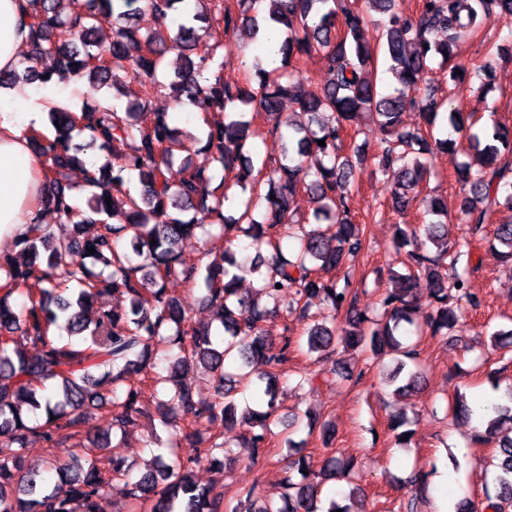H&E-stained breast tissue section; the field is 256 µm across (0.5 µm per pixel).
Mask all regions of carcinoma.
<instances>
[{"label":"carcinoma","instance_id":"cac0c4a2","mask_svg":"<svg viewBox=\"0 0 512 512\" xmlns=\"http://www.w3.org/2000/svg\"><path fill=\"white\" fill-rule=\"evenodd\" d=\"M64 2L29 0L35 52L24 60L25 80L85 77L100 88H113L112 57L130 61L142 94L122 110L54 108L49 117L55 138L36 130L30 135L43 158L48 200L65 233L55 234L50 224H32L16 241L17 255H0V274L6 277L0 285V512H97L112 477L129 476L133 465L109 442L93 441L64 463L49 455L46 465L61 473L49 488L39 471L23 470L29 441L37 436L50 448L58 445L60 432L77 428L84 408L96 401L112 407L114 423L126 435L145 413L132 375L153 368L159 351L169 359L168 373L155 378V400L164 408L160 422L170 428L179 418L187 430L173 433L167 452L152 454L154 469L130 483V499L151 502L150 512H364L342 508L333 498L326 504L320 500V487L331 480L347 481L350 497L363 496L353 483L352 458L326 455L317 466L306 455L288 458L282 479L288 493L280 503L258 501L253 487L228 497L222 488L198 484L191 473L201 463L222 472L230 458L253 462L267 445L269 420L279 408L277 378L288 373L291 361L290 339L276 348L262 334L271 316L313 319L308 352L323 368L299 385L312 390L317 381L342 375L334 359L341 345L376 356L389 351L396 360L395 391L411 394L420 385L421 352L419 340L401 334L402 324L413 325L424 305L426 334L443 338L458 323L462 308L482 305L483 293L473 283L471 236L487 233L500 246L502 259L512 263V223L486 231L492 207L512 210L507 175L512 126L495 122L488 131L472 132L474 116L448 106L425 87L424 78L431 61L451 59L457 33L478 29L494 16L512 18V0H421L415 18L400 12L397 0H364L365 8L346 0H84L81 10L70 13ZM177 4L184 8L175 38L185 55L170 80L165 34L156 28L142 33L125 21L145 10L161 24ZM214 20L226 29L239 22L249 26L255 51L243 85L224 82L213 68L222 48ZM104 23L112 25L107 45L96 40ZM369 25L378 32L374 47L364 38ZM432 29L446 31L448 40L430 41ZM59 32L68 35L66 42L56 40ZM380 49L387 71L414 95L378 91L369 73ZM316 51L325 53L333 77L303 93L299 86ZM161 90L214 115L204 139L172 125L166 113L144 120L147 103ZM286 101L296 113L309 115L311 125L283 112ZM408 110L421 112L425 130L402 125ZM250 111L262 114L270 132L279 136L281 160L272 167L255 166L244 152L252 147L251 139L261 136L247 118ZM362 112L377 129L372 160L393 180L395 210L415 201L414 190L429 171L426 155L457 147L454 140L434 137L437 125L465 133L463 150L471 156L458 168L468 191L456 198L454 210L443 199L430 202L429 213L438 220L424 225V231L436 255L409 249L415 231L398 227L394 246L405 250L408 263L406 272L392 274L391 287L380 293L379 314L361 303L353 288L354 270L347 265L365 244V225L353 221L349 200L366 154H346L342 143L350 121ZM74 131L86 137L74 143ZM360 134L353 130V136ZM200 143L221 175L190 163L187 152ZM90 149L118 154L122 163L108 161L89 170L81 155ZM71 165L84 168L86 186L93 189L85 209L70 204L60 183ZM133 173L141 185L136 195L126 187ZM302 191L320 203L317 225L310 229L296 218L294 203ZM455 218L467 231L450 241L448 222ZM90 225L98 231L87 237ZM285 228L296 241L287 252L281 245ZM213 229L237 231L246 247L258 252L257 260L240 259L229 246L221 258L203 265L178 251L181 240ZM242 273L259 275L260 286L241 292ZM169 279L201 287L225 335L191 326L181 301L166 290ZM109 294L128 300V308L94 307ZM490 340L500 359L512 355V329L497 330ZM231 358L239 360L236 382L224 369ZM193 364L211 373L208 399L194 400L183 384L181 375ZM105 382L109 398L99 391ZM239 383L254 388L266 409H238L232 392ZM477 410L488 421L473 441L493 445L495 494L480 501L464 497L455 502L454 512H500L502 504L512 502V388L498 402L479 407L455 392L454 418L470 420ZM217 419L237 422L247 433L234 442L205 435ZM406 424L403 417L390 420L401 447L412 435L403 429ZM430 475L421 467L412 470L408 483L414 494L404 504L406 512H414L424 498Z\"/></svg>","mask_w":512,"mask_h":512}]
</instances>
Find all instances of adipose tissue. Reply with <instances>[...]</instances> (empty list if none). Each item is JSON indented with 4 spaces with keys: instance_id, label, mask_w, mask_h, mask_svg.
Wrapping results in <instances>:
<instances>
[{
    "instance_id": "ef3b65f1",
    "label": "adipose tissue",
    "mask_w": 512,
    "mask_h": 512,
    "mask_svg": "<svg viewBox=\"0 0 512 512\" xmlns=\"http://www.w3.org/2000/svg\"><path fill=\"white\" fill-rule=\"evenodd\" d=\"M29 39L28 0H0V72L19 68L20 50ZM47 126L48 115L38 106L0 111V240L20 238L46 217L41 165L29 136Z\"/></svg>"
}]
</instances>
